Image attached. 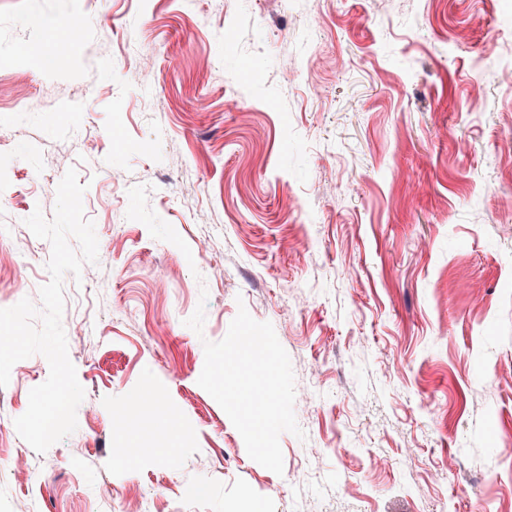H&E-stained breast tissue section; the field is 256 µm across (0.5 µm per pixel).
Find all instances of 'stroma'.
<instances>
[{"label":"stroma","mask_w":512,"mask_h":512,"mask_svg":"<svg viewBox=\"0 0 512 512\" xmlns=\"http://www.w3.org/2000/svg\"><path fill=\"white\" fill-rule=\"evenodd\" d=\"M510 67L512 0H0V228L70 166L104 255L64 278L67 339H99L76 431L14 426L42 355L0 388V512H97L101 482L126 512H512ZM135 186L190 255L127 219ZM13 247L0 308L49 280L48 241ZM242 305L311 395L280 475L198 384ZM147 383L178 464L124 454Z\"/></svg>","instance_id":"stroma-1"}]
</instances>
